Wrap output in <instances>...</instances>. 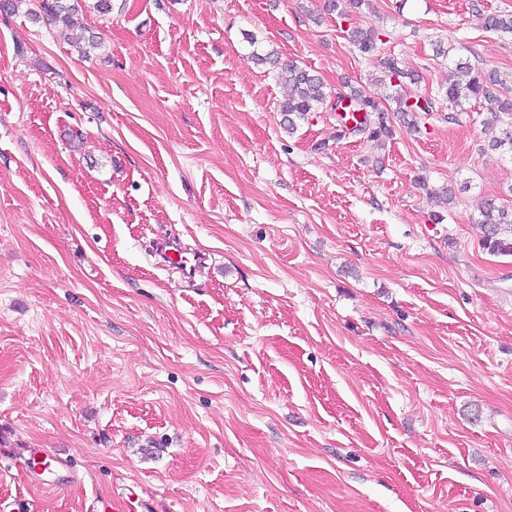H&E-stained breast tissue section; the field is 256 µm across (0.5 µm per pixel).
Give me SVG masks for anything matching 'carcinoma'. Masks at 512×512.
I'll use <instances>...</instances> for the list:
<instances>
[{"label": "carcinoma", "instance_id": "1", "mask_svg": "<svg viewBox=\"0 0 512 512\" xmlns=\"http://www.w3.org/2000/svg\"><path fill=\"white\" fill-rule=\"evenodd\" d=\"M82 2L84 0H42L39 11L33 12L32 16L53 25L58 36L66 38L79 25ZM364 6H370V0H325L323 8L344 17L347 10H359ZM483 26L504 37L512 36V13L488 14L483 17ZM344 33L348 43L359 53L377 58L381 81L389 82L392 87H400L404 85V80L413 78V74L400 66L396 58L381 55V45L385 44L383 33L357 26L345 29ZM255 57L272 65L275 77L288 87L287 97L279 104L286 128L294 129L297 121L327 104L329 95L326 87L316 75L294 62L281 61L273 50L257 53ZM451 65L452 78L448 80L444 94L426 95L427 107L421 110L409 104L408 96L399 93L394 96L395 112L417 131L422 118L432 112H446L448 122L456 123L466 111L464 103L484 98L495 105L483 122L485 131L492 133L488 146L512 153V74L487 70L468 58L453 59ZM336 98L350 101V105L345 107L347 112L364 111L363 118L353 127V131L368 133V138L380 145L392 135L385 111L365 90L338 92ZM479 213L477 224L481 229L483 248L491 253L512 255V205L487 199L482 202Z\"/></svg>", "mask_w": 512, "mask_h": 512}]
</instances>
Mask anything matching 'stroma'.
Here are the masks:
<instances>
[{
	"label": "stroma",
	"instance_id": "35a3bbf8",
	"mask_svg": "<svg viewBox=\"0 0 512 512\" xmlns=\"http://www.w3.org/2000/svg\"><path fill=\"white\" fill-rule=\"evenodd\" d=\"M481 3L351 20L427 95L437 41L512 71L481 19L512 0ZM322 5L112 0L86 57L36 0L0 13V512H512V256L477 227L512 202L493 104L413 130ZM256 48L365 89L392 137L327 107L286 132ZM158 236L205 268L157 267ZM38 449L58 486L20 468Z\"/></svg>",
	"mask_w": 512,
	"mask_h": 512
}]
</instances>
